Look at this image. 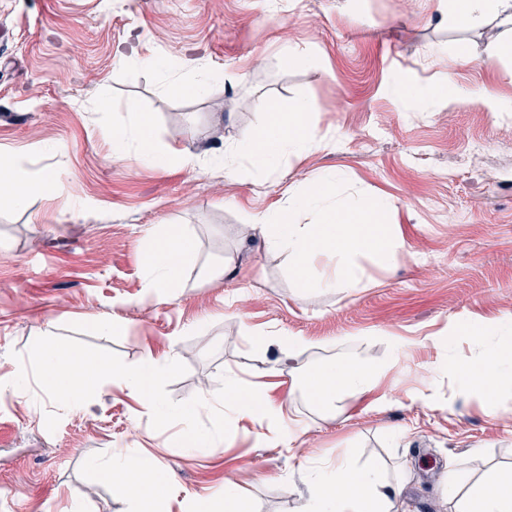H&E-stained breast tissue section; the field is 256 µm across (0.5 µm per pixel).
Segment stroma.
Masks as SVG:
<instances>
[{
  "label": "stroma",
  "instance_id": "stroma-1",
  "mask_svg": "<svg viewBox=\"0 0 512 512\" xmlns=\"http://www.w3.org/2000/svg\"><path fill=\"white\" fill-rule=\"evenodd\" d=\"M512 31L489 19L448 25L437 0H0V170L57 174L61 187L21 206L0 203V512H130L100 464L148 454L172 489L155 512H194L232 482L251 512H300L319 469L342 458L398 488L399 512H456L458 492L512 468V388L468 390L461 360L512 344ZM311 62L283 64V48ZM160 55L168 75L130 73L120 57ZM216 74L200 96L169 94L191 66ZM453 79L452 98L434 95ZM406 83L424 105L397 98ZM313 104L317 143L276 171L229 160L261 127V100ZM151 113L157 147L191 149L187 169L112 157V132ZM486 148L473 161V143ZM328 171L351 193L378 194L403 249L386 266L355 259L358 288L305 293L286 250L252 218ZM191 238L179 287L153 296L149 232ZM232 275H223L224 267ZM117 322L108 334L100 325ZM304 336L316 348L252 345L249 334ZM45 335L71 337L130 365L182 361L183 402L234 375L258 384L293 422L232 419L223 447L175 442L129 390L104 381L62 408L35 384L15 393L16 354ZM391 358L366 395L325 412L299 387L297 365Z\"/></svg>",
  "mask_w": 512,
  "mask_h": 512
}]
</instances>
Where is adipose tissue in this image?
I'll list each match as a JSON object with an SVG mask.
<instances>
[{
    "mask_svg": "<svg viewBox=\"0 0 512 512\" xmlns=\"http://www.w3.org/2000/svg\"><path fill=\"white\" fill-rule=\"evenodd\" d=\"M449 24L477 26L495 18L512 24V0H443ZM312 103L291 105L267 104L265 124L246 132L233 146L234 154L253 168L268 172L288 157L310 147L314 135L309 122ZM136 156L141 162L162 168L176 163L193 169L197 157L185 150L177 154L160 152L153 136V119L149 113L135 115L132 130L112 134V156L126 159ZM60 182L54 172L27 181L11 178L0 183V201L24 204L31 196H47L58 191ZM192 251L191 241L177 227L165 229L147 251V265L155 288L175 287L183 270V262ZM387 359L354 360L339 358L310 372L307 397L324 410L335 408L346 395L371 393L390 370ZM454 373L468 387L494 392L512 386V350L495 347L478 360L459 362ZM102 475L119 491L137 488L132 512H146L167 486L169 479L156 468L150 457L130 458L101 465ZM302 512H391L388 495L378 490L374 475L341 460L330 470L320 472ZM460 512H512V472L476 485L463 500Z\"/></svg>",
    "mask_w": 512,
    "mask_h": 512,
    "instance_id": "1",
    "label": "adipose tissue"
}]
</instances>
